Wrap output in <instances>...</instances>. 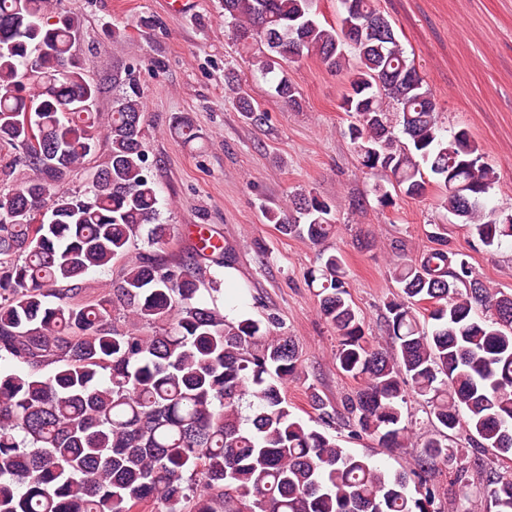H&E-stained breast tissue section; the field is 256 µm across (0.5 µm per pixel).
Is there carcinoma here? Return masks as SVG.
Returning <instances> with one entry per match:
<instances>
[{
	"instance_id": "1",
	"label": "carcinoma",
	"mask_w": 512,
	"mask_h": 512,
	"mask_svg": "<svg viewBox=\"0 0 512 512\" xmlns=\"http://www.w3.org/2000/svg\"><path fill=\"white\" fill-rule=\"evenodd\" d=\"M340 4L328 23L318 0H222L235 41L265 47L252 65L289 109L301 98L286 66L314 56L345 79L339 108L381 208L433 188L438 209L484 247L512 244V210L487 205L497 176L470 129L444 133L435 94L377 0ZM76 30L49 0H0V177L31 171L0 195V361L14 365L0 371V512H144L159 501L170 512H436L429 473L459 451L431 436L418 469L387 475L296 418L285 385L301 360L282 322L230 321L197 300V265L231 262L223 243L202 232L181 262L130 258L139 239L161 248L171 236L143 149L144 92L128 68L102 121L100 87L72 54ZM225 85L238 111L262 120L233 72ZM104 123L107 162L84 190H61ZM172 131L201 139L183 115ZM264 217L313 244L336 231L333 205L304 188ZM434 228L433 246L399 249L391 264L406 301L387 303L390 351L365 340L342 256L325 249L308 272L339 336L336 360L361 384L345 401L352 436L404 447L410 390L437 432L512 456V293L487 286L448 247L447 225ZM115 263L121 275L104 293L82 287ZM481 481L497 512H512V481L491 471Z\"/></svg>"
}]
</instances>
